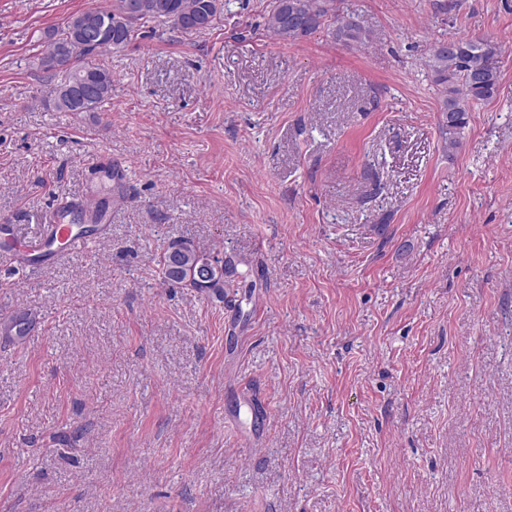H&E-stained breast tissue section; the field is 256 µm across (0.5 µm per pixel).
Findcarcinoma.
Returning a JSON list of instances; mask_svg holds the SVG:
<instances>
[{"mask_svg": "<svg viewBox=\"0 0 512 512\" xmlns=\"http://www.w3.org/2000/svg\"><path fill=\"white\" fill-rule=\"evenodd\" d=\"M141 2L144 9L138 16H127L128 0H115L110 9L72 15L64 28L50 35L39 66L46 71L65 70L64 79L52 89L58 110L96 112L112 98V71L86 61V57L126 46L137 26L158 21L193 35L196 17H206L212 27L224 11L223 0ZM328 18L336 24L337 40L349 44L368 41L369 35L353 18L336 11L335 0H272L265 28L282 41H295L317 31ZM496 53L492 40L465 36L437 42L430 49L428 67L444 90L441 134L443 151L450 156L460 147L469 102L490 100L497 92L499 72L492 64ZM181 245L178 272L169 270L170 253L164 255L166 279L199 290L224 287V267L214 265L194 244L183 241Z\"/></svg>", "mask_w": 512, "mask_h": 512, "instance_id": "cac0c4a2", "label": "carcinoma"}]
</instances>
